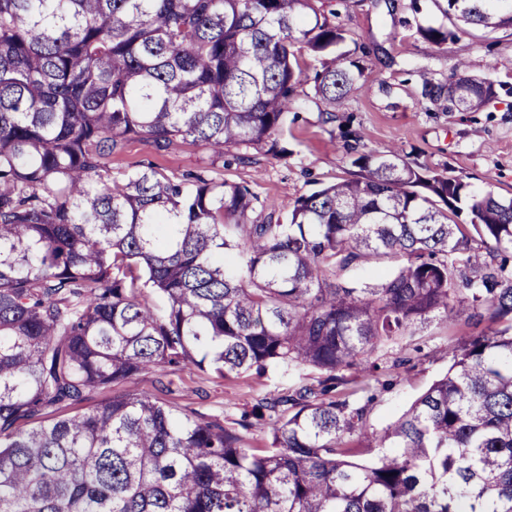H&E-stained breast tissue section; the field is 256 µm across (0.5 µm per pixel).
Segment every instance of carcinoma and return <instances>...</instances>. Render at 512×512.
<instances>
[{"mask_svg":"<svg viewBox=\"0 0 512 512\" xmlns=\"http://www.w3.org/2000/svg\"><path fill=\"white\" fill-rule=\"evenodd\" d=\"M446 4L455 30L423 29L437 44L512 29V0ZM342 41L314 0H0V512H512V198L391 151L285 224L247 185L103 174L131 136L286 153L298 54ZM454 69L426 96L480 111L492 85ZM363 71L315 73L327 112ZM354 267L375 278L343 280ZM464 314L497 328L369 431L374 394L336 391L337 372L378 382L403 360L377 353ZM177 366L325 378L226 427L135 388ZM255 429L269 447L247 446Z\"/></svg>","mask_w":512,"mask_h":512,"instance_id":"cac0c4a2","label":"carcinoma"}]
</instances>
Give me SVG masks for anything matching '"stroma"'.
Masks as SVG:
<instances>
[{"instance_id":"1","label":"stroma","mask_w":512,"mask_h":512,"mask_svg":"<svg viewBox=\"0 0 512 512\" xmlns=\"http://www.w3.org/2000/svg\"><path fill=\"white\" fill-rule=\"evenodd\" d=\"M317 5L329 22L343 27L345 39L321 55L305 54L310 70L339 55L365 64L360 89L350 93L334 116H327L309 81L287 116L288 131L280 141L286 157L260 147L221 152L191 141L160 150L151 139L135 137L122 142L110 158L107 169L113 181H124L147 166L174 181L200 173L216 182L251 187L284 219L299 196L360 176V168L351 163L350 149L356 146L393 151L423 174L443 173L472 189L512 196L511 29L439 46L422 30L448 26L445 0H318ZM458 58L467 61L469 76L493 85L494 95L481 111H451L425 96L430 85L448 81ZM488 327L485 320L437 319L410 341L388 348L387 358L404 357L408 363L390 374L389 389L378 392L367 414L370 429L382 431L443 376L462 337ZM159 378V372H145L136 386L182 412L229 425L261 396L317 382L319 373L311 368L289 373L272 369L262 376L225 378L182 367L168 373L167 390Z\"/></svg>"}]
</instances>
